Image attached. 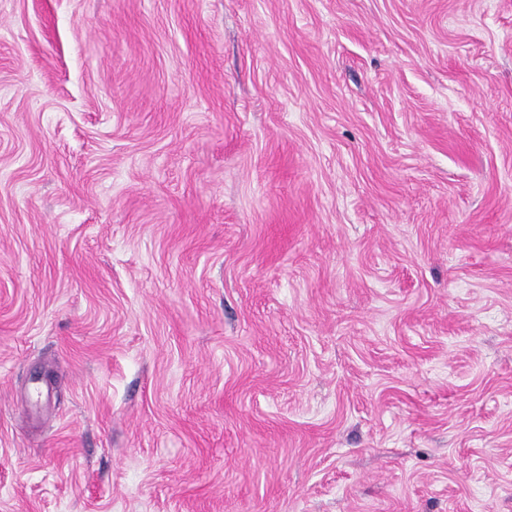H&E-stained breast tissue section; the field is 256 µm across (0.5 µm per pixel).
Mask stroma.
Instances as JSON below:
<instances>
[{"label": "stroma", "mask_w": 512, "mask_h": 512, "mask_svg": "<svg viewBox=\"0 0 512 512\" xmlns=\"http://www.w3.org/2000/svg\"><path fill=\"white\" fill-rule=\"evenodd\" d=\"M0 512H512V0H0Z\"/></svg>", "instance_id": "1"}]
</instances>
